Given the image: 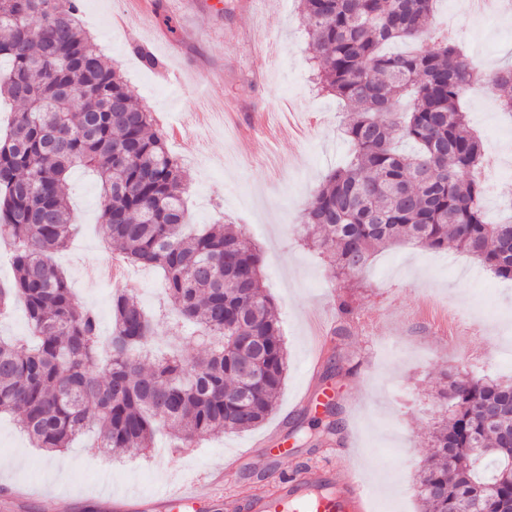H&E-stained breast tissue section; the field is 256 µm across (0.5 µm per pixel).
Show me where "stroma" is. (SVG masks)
<instances>
[{
  "label": "stroma",
  "mask_w": 512,
  "mask_h": 512,
  "mask_svg": "<svg viewBox=\"0 0 512 512\" xmlns=\"http://www.w3.org/2000/svg\"><path fill=\"white\" fill-rule=\"evenodd\" d=\"M166 16L176 33L163 24ZM80 18L179 159L189 224L242 225L259 248L264 285L280 313L288 375L276 410L253 430L181 452L171 451L161 432L148 456L117 461L89 434L61 452L64 479L2 414L0 505L7 512H47L50 504L54 512H106L104 484L156 493L183 475L217 471L280 424L293 445L277 461L280 472L329 465L334 458L320 434L333 417L342 438L354 440L346 464L369 486L375 512H420L415 483L446 375L512 379V347L502 342L512 336V282L461 252L406 242L379 250L360 273L340 280L328 256L304 245L296 232L300 216L322 179L347 161L350 145L342 102L313 84L299 0H82ZM435 18L439 28H453L477 69L512 63V9L473 15L461 0H441ZM138 45L159 59L160 69L142 64ZM463 104L491 160L484 210L495 223L501 201L512 200V114L481 85L466 92ZM68 188L78 232L54 261L107 336L116 288L82 276L112 257L97 222L98 186L76 169ZM130 274L140 286L138 302L157 315L159 336L186 354L201 351L175 327L174 312L162 311L161 276L137 266ZM341 296L354 316L339 336ZM322 325L334 333L327 351L336 357L335 372L313 365ZM317 387L332 390L331 410L291 412L296 398Z\"/></svg>",
  "instance_id": "obj_1"
}]
</instances>
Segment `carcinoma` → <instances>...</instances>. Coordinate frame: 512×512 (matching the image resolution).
Segmentation results:
<instances>
[{"instance_id": "1", "label": "carcinoma", "mask_w": 512, "mask_h": 512, "mask_svg": "<svg viewBox=\"0 0 512 512\" xmlns=\"http://www.w3.org/2000/svg\"><path fill=\"white\" fill-rule=\"evenodd\" d=\"M436 0H300L320 88L345 103L350 161L333 170L303 211V242L361 270L398 241L453 247L512 280V215L484 219L485 149L461 100L476 79L512 112V65L477 71L454 40L432 35ZM79 0H0V96L20 105L0 137V239L13 242V279L0 313L27 310L28 335L0 338V413L47 453L87 430L107 450L145 455L161 427L173 450L224 430L244 432L275 410L288 371L261 254L234 224L187 226V185L120 72L80 26ZM421 40L408 53L396 42ZM415 143L416 150L397 147ZM92 170L103 240L130 265L160 269L167 306L207 337L190 358L157 355L152 320L134 297L112 296V333L79 304L53 256L72 223L68 175ZM443 414L417 479L421 512H478L512 503V383L448 378ZM478 448L490 452L480 458Z\"/></svg>"}]
</instances>
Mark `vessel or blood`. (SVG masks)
Returning a JSON list of instances; mask_svg holds the SVG:
<instances>
[{"label": "vessel or blood", "mask_w": 512, "mask_h": 512, "mask_svg": "<svg viewBox=\"0 0 512 512\" xmlns=\"http://www.w3.org/2000/svg\"><path fill=\"white\" fill-rule=\"evenodd\" d=\"M260 445L269 460L289 453L288 439L280 429L266 435ZM201 506L216 512H370V498L356 471L340 478L327 467L277 475L269 493L242 502L219 497L201 482L150 497L115 496L109 501L111 512H196Z\"/></svg>", "instance_id": "vessel-or-blood-1"}]
</instances>
